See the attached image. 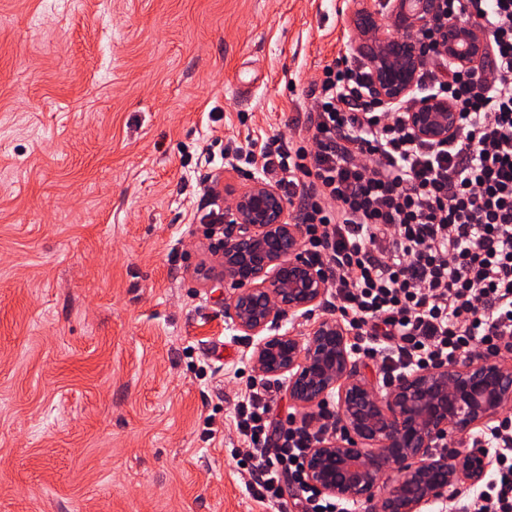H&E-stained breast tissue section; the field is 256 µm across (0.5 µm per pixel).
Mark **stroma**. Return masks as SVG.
Instances as JSON below:
<instances>
[{"instance_id":"stroma-1","label":"stroma","mask_w":512,"mask_h":512,"mask_svg":"<svg viewBox=\"0 0 512 512\" xmlns=\"http://www.w3.org/2000/svg\"><path fill=\"white\" fill-rule=\"evenodd\" d=\"M361 39L336 0H0V512H271L202 217Z\"/></svg>"}]
</instances>
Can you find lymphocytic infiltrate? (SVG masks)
<instances>
[{
    "label": "lymphocytic infiltrate",
    "mask_w": 512,
    "mask_h": 512,
    "mask_svg": "<svg viewBox=\"0 0 512 512\" xmlns=\"http://www.w3.org/2000/svg\"><path fill=\"white\" fill-rule=\"evenodd\" d=\"M454 19L482 28L490 51L469 68L428 54L418 88L458 114L447 144L414 137L411 101L370 99L369 68L345 55L324 68L302 144L277 135L246 154L295 203L358 357L379 361L386 377L512 343V0H443L426 39ZM270 414L267 387L250 382L234 421L254 497L281 504L290 484L301 512H344L306 483L313 433L285 429L268 450ZM473 440L496 468L462 494L461 512H512V416Z\"/></svg>",
    "instance_id": "obj_1"
}]
</instances>
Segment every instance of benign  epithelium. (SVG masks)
I'll return each instance as SVG.
<instances>
[{"label":"benign epithelium","mask_w":512,"mask_h":512,"mask_svg":"<svg viewBox=\"0 0 512 512\" xmlns=\"http://www.w3.org/2000/svg\"><path fill=\"white\" fill-rule=\"evenodd\" d=\"M351 3L346 9L364 33L358 53L371 70V95L383 106L398 103L412 93L423 62L412 32L430 25L441 0H382L410 31L397 39L380 36L374 18ZM487 49V34L459 19L443 27L438 41V51L457 66ZM406 122L417 139L445 144L457 113L447 99L431 97L408 112ZM227 192L235 199L224 210L212 280L237 288L224 317L254 342V372L284 381L293 404L323 410L317 442L305 455L308 483L345 503H368L371 512H422L460 484L481 482L491 466L488 451L443 450L441 442L450 433L469 438L499 418L512 403V364L477 352L403 373L379 390L362 375L352 334L335 314L320 318L303 338L280 332L283 321L310 319L324 307L327 279L303 252V227L286 221L277 188L254 180ZM333 401L334 413L327 411ZM387 471L393 480L380 495L378 477Z\"/></svg>","instance_id":"obj_1"}]
</instances>
